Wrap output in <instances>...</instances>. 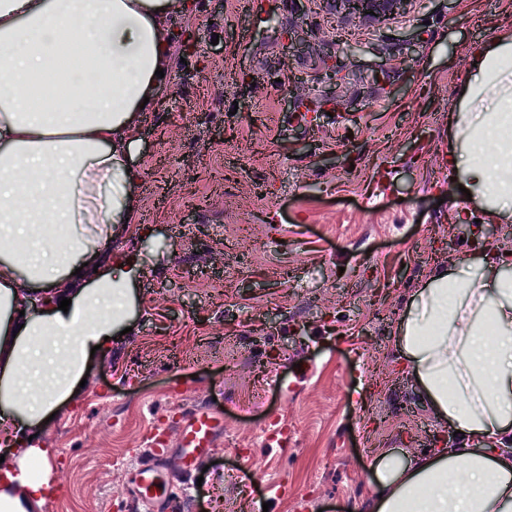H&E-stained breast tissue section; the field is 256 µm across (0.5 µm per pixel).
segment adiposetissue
Returning a JSON list of instances; mask_svg holds the SVG:
<instances>
[{"label":"adipose tissue","mask_w":512,"mask_h":512,"mask_svg":"<svg viewBox=\"0 0 512 512\" xmlns=\"http://www.w3.org/2000/svg\"><path fill=\"white\" fill-rule=\"evenodd\" d=\"M190 0H0V512H43L50 452L32 430L74 399L94 346L129 319L135 257L92 262L129 223L132 131L169 80L166 23ZM448 165L512 221V40L478 50ZM492 156H483L486 146ZM68 310H59L61 299ZM396 345L466 445L380 452L372 512H512V254L467 255L416 292Z\"/></svg>","instance_id":"obj_1"}]
</instances>
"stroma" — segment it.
I'll return each mask as SVG.
<instances>
[{"instance_id": "obj_1", "label": "stroma", "mask_w": 512, "mask_h": 512, "mask_svg": "<svg viewBox=\"0 0 512 512\" xmlns=\"http://www.w3.org/2000/svg\"><path fill=\"white\" fill-rule=\"evenodd\" d=\"M170 23L165 105L141 124L129 333L36 438L44 512H145L154 438L194 512H369L382 450L462 446L405 375L396 329L449 257L512 247L448 167L474 50L512 35V0H413L347 23L317 0H193ZM339 78H332V71ZM303 88L325 111L287 105ZM224 418L209 468L182 469L180 420Z\"/></svg>"}]
</instances>
